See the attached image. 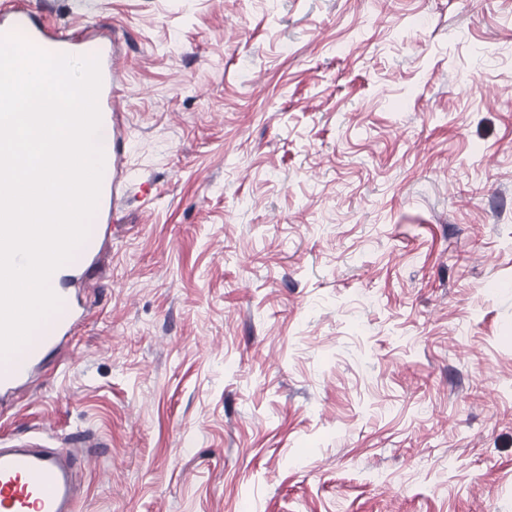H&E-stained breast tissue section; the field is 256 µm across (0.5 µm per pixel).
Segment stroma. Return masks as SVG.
<instances>
[{"instance_id": "1", "label": "stroma", "mask_w": 512, "mask_h": 512, "mask_svg": "<svg viewBox=\"0 0 512 512\" xmlns=\"http://www.w3.org/2000/svg\"><path fill=\"white\" fill-rule=\"evenodd\" d=\"M111 43L118 225L0 403L76 512H512V0H20ZM78 319L76 312L71 309L68 317L58 322L40 343L29 346L26 354L19 361L0 365V394L16 390L23 381L28 379L34 364L64 337L71 335Z\"/></svg>"}]
</instances>
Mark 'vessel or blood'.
Here are the masks:
<instances>
[{
	"mask_svg": "<svg viewBox=\"0 0 512 512\" xmlns=\"http://www.w3.org/2000/svg\"><path fill=\"white\" fill-rule=\"evenodd\" d=\"M21 30L38 48L73 57H98L102 79L98 96L101 129L108 136L110 146L104 158V169L109 172L121 168L128 141L116 137L112 126L115 71L111 54L94 37L48 29L17 4L8 18L0 22V36ZM76 324V316L68 315L40 343L29 346L19 361L0 365V393L16 390L28 379L34 364L71 335ZM80 463L78 455L64 448H39L28 442L0 448V512H75L80 498L75 474Z\"/></svg>",
	"mask_w": 512,
	"mask_h": 512,
	"instance_id": "vessel-or-blood-1",
	"label": "vessel or blood"
}]
</instances>
